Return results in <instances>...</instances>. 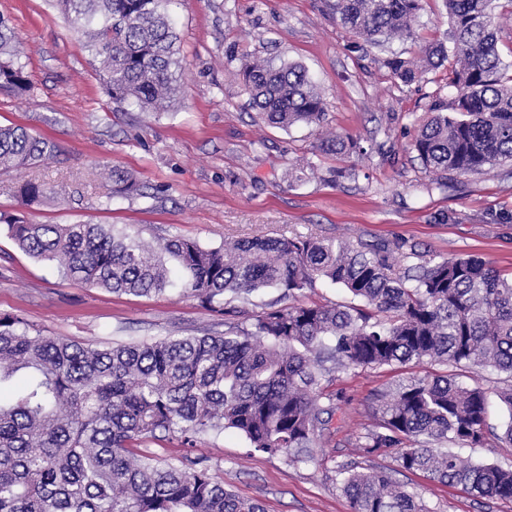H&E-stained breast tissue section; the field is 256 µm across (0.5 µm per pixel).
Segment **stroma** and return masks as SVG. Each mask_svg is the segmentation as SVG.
Segmentation results:
<instances>
[{
	"label": "stroma",
	"instance_id": "35a3bbf8",
	"mask_svg": "<svg viewBox=\"0 0 512 512\" xmlns=\"http://www.w3.org/2000/svg\"><path fill=\"white\" fill-rule=\"evenodd\" d=\"M181 39L183 95L165 112L112 100L90 52L52 0H0L26 52L32 89L0 90V123L19 124L55 145L30 169L0 172V213L32 224H128L155 247L179 235L206 248L254 235L315 234L351 243H387L397 269L431 259L476 256L512 273V164L478 174L425 172L412 143L432 100H452L447 68L406 86L384 64L419 46L395 39L359 51L325 0H170ZM248 60L298 63L325 103L322 125L281 129L248 105L239 70ZM358 140L359 154L325 153V137ZM133 173L142 192L124 198L102 181V165ZM28 180L50 194L22 203ZM0 314L46 336L83 343L151 342L220 335L223 314L174 288L159 296L115 295L66 276L0 233ZM419 369L413 365L336 372L329 431L309 458L252 451L226 431L150 444L147 455L189 467L202 463L264 512H351L342 482L351 471H384L430 512H512V501L478 498L369 454L359 438L375 426L382 396ZM482 387L488 422L503 433L512 413L497 397L512 378L491 368L468 372Z\"/></svg>",
	"mask_w": 512,
	"mask_h": 512
}]
</instances>
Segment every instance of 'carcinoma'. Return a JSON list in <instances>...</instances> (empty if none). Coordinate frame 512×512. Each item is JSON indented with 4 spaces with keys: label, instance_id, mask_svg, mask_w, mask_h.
<instances>
[{
    "label": "carcinoma",
    "instance_id": "1",
    "mask_svg": "<svg viewBox=\"0 0 512 512\" xmlns=\"http://www.w3.org/2000/svg\"><path fill=\"white\" fill-rule=\"evenodd\" d=\"M98 64L118 102L163 112L179 90L178 37L165 0H54ZM422 0H331L339 23L378 47L414 36ZM448 43L432 42L416 60L387 61L405 85L446 63L452 102L432 101L413 148L428 173H480L512 161V62L498 50L496 0H444ZM23 47L0 18V87L30 90ZM242 79L263 119L288 129L325 119L324 100L299 64L246 63ZM354 153L352 139L321 144ZM53 144L21 126H0V171L50 158ZM112 192L138 195L128 171L105 168ZM27 204L47 188L26 181ZM26 254L115 294L147 296L180 286L200 303L236 316L232 303L263 288L297 298L320 280L343 287L349 304L270 308L248 325L225 322L222 336L164 337L140 344L82 343L31 334L0 315V512H264L206 468L161 464L133 448L176 435L185 448L232 430L250 447L300 456L329 429L332 408L317 403L334 369L396 364L445 365L425 372L381 406L366 453L395 456L404 470L477 497L512 500V470L474 463L444 443L484 446L495 433L479 386L456 371L490 367L512 376V277L474 256L433 259L397 271L386 244L353 245L321 236L243 238L205 248L172 236L151 249L116 224H28L0 214ZM351 512H428L384 472L343 480Z\"/></svg>",
    "mask_w": 512,
    "mask_h": 512
}]
</instances>
